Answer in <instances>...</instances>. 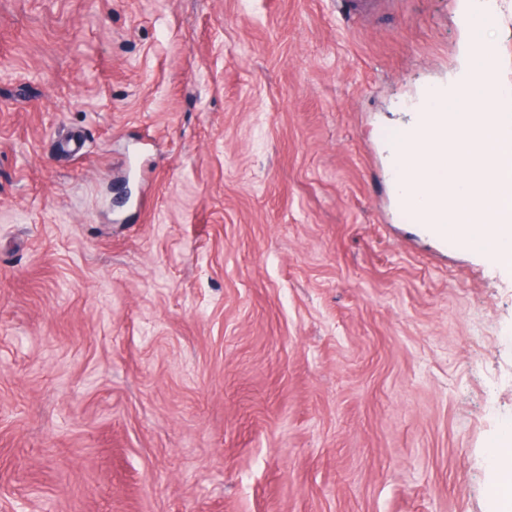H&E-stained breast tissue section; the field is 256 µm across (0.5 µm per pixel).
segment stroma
Returning <instances> with one entry per match:
<instances>
[{
    "instance_id": "1",
    "label": "stroma",
    "mask_w": 512,
    "mask_h": 512,
    "mask_svg": "<svg viewBox=\"0 0 512 512\" xmlns=\"http://www.w3.org/2000/svg\"><path fill=\"white\" fill-rule=\"evenodd\" d=\"M474 51L466 0H0V512H493L512 275L388 153Z\"/></svg>"
}]
</instances>
